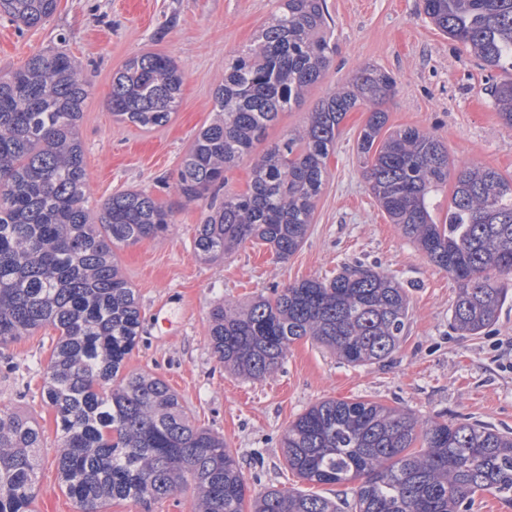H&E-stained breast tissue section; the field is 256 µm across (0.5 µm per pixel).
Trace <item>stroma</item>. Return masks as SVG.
<instances>
[{"label": "stroma", "instance_id": "stroma-1", "mask_svg": "<svg viewBox=\"0 0 512 512\" xmlns=\"http://www.w3.org/2000/svg\"><path fill=\"white\" fill-rule=\"evenodd\" d=\"M326 2L336 55L325 79L269 129L268 142L295 129L353 71L371 64L397 81L385 105L388 128L428 131L450 158L512 175V129L496 114L489 71L425 19L420 0ZM276 8L277 0H58L39 29L21 32L0 19V75L51 48L66 51L86 70L91 94L80 134L90 207L116 191L139 189L173 208V233L140 240L119 253L142 314L141 336L126 368L163 377L195 426L223 437L257 493L307 490L286 466L281 439L292 420L325 399L372 400L424 420L441 414L512 430V298L479 335L450 328L454 281L390 223L363 176L357 138L367 118L364 109L348 112L340 125L310 235L295 255L282 262L266 246L247 243L219 264L195 257L201 208L183 202L174 177L211 117L225 64L253 42ZM149 51L175 60L185 77L170 123L144 132L116 121L109 100L113 72ZM345 264L396 277L408 292L409 323L390 358L354 367L303 338L291 345L275 374L255 381L232 374L212 355L207 319L214 305L268 297L274 287L329 277ZM159 308L172 319V328L157 323ZM55 337L46 327L0 346V404L31 414L43 428L36 512H47L49 497L58 512H76L55 460V414L40 395Z\"/></svg>", "mask_w": 512, "mask_h": 512}]
</instances>
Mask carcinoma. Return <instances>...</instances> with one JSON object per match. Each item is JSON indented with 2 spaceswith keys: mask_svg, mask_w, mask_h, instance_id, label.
Returning a JSON list of instances; mask_svg holds the SVG:
<instances>
[{
  "mask_svg": "<svg viewBox=\"0 0 512 512\" xmlns=\"http://www.w3.org/2000/svg\"><path fill=\"white\" fill-rule=\"evenodd\" d=\"M57 0H0V17L37 29ZM423 14L499 73L492 98L512 128V0H422ZM336 55L326 0H280L253 44L224 67L213 119L195 136L174 188L204 205L194 251L205 263L259 241L286 261L305 243L328 176L327 159L346 114L369 115L357 141L364 177L400 233L456 284L450 325L475 336L493 324L512 290V176L453 161L434 135L386 129L383 104L395 79L373 65L356 70L278 143L253 155L279 115L321 82ZM184 71L147 52L112 74L109 109L143 131L170 123ZM91 83L68 53L46 50L0 76V345L40 328L58 332L43 370L42 398L59 421L58 470L78 512L115 499L151 504L190 486L194 512H342L315 492L250 494L224 439L196 427L161 377L124 371L141 309L119 250L175 226L172 210L144 190L88 206L89 176L79 126ZM252 159L248 189L227 173ZM453 178L445 217L436 197ZM409 300L395 278L344 267L329 279L273 289L246 307L210 313L213 354L263 379L291 344L310 337L353 366L400 347ZM42 435L34 420L0 405V512H32ZM288 468L310 485L355 482L354 512H463L475 496L512 497V432L480 422L421 420L384 404L318 402L283 435Z\"/></svg>",
  "mask_w": 512,
  "mask_h": 512,
  "instance_id": "cac0c4a2",
  "label": "carcinoma"
}]
</instances>
